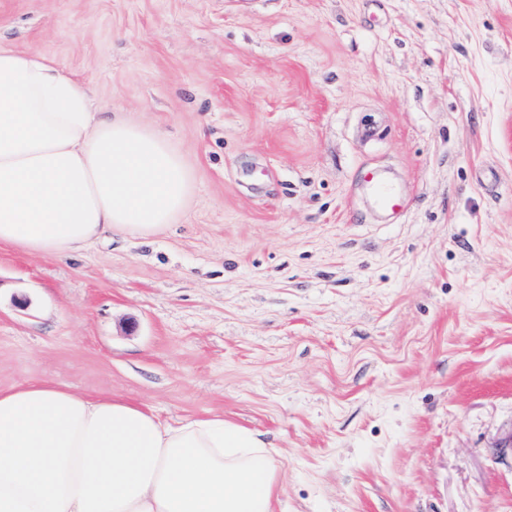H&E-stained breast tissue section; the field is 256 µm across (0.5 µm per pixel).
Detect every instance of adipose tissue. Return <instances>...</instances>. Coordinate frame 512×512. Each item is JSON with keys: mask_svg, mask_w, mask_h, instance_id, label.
<instances>
[{"mask_svg": "<svg viewBox=\"0 0 512 512\" xmlns=\"http://www.w3.org/2000/svg\"><path fill=\"white\" fill-rule=\"evenodd\" d=\"M192 192L163 132L91 112L73 74L0 46V245L148 237ZM278 490L260 434L224 418L171 423L49 381L0 389V512H273Z\"/></svg>", "mask_w": 512, "mask_h": 512, "instance_id": "adipose-tissue-1", "label": "adipose tissue"}]
</instances>
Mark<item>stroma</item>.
I'll return each mask as SVG.
<instances>
[{
  "instance_id": "35a3bbf8",
  "label": "stroma",
  "mask_w": 512,
  "mask_h": 512,
  "mask_svg": "<svg viewBox=\"0 0 512 512\" xmlns=\"http://www.w3.org/2000/svg\"><path fill=\"white\" fill-rule=\"evenodd\" d=\"M0 45L194 179L160 234L0 246V389L260 432L274 512H512V0H0Z\"/></svg>"
}]
</instances>
